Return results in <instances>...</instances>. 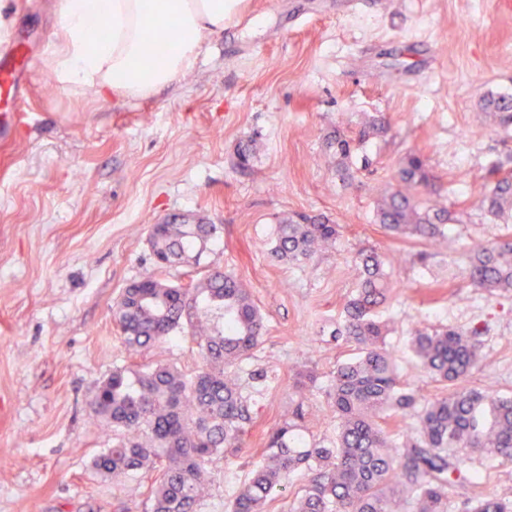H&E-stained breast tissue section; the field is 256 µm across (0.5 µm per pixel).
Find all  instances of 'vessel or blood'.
<instances>
[{
    "instance_id": "1",
    "label": "vessel or blood",
    "mask_w": 512,
    "mask_h": 512,
    "mask_svg": "<svg viewBox=\"0 0 512 512\" xmlns=\"http://www.w3.org/2000/svg\"><path fill=\"white\" fill-rule=\"evenodd\" d=\"M33 59L22 56L20 44L11 37L0 40V134L9 133L14 113L25 102Z\"/></svg>"
}]
</instances>
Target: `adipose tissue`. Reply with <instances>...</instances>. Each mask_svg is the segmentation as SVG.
I'll list each match as a JSON object with an SVG mask.
<instances>
[{
	"instance_id": "ef3b65f1",
	"label": "adipose tissue",
	"mask_w": 512,
	"mask_h": 512,
	"mask_svg": "<svg viewBox=\"0 0 512 512\" xmlns=\"http://www.w3.org/2000/svg\"><path fill=\"white\" fill-rule=\"evenodd\" d=\"M240 0H60V46L46 59L67 92L150 99L195 64L209 35L239 16ZM176 27L174 40L159 36Z\"/></svg>"
}]
</instances>
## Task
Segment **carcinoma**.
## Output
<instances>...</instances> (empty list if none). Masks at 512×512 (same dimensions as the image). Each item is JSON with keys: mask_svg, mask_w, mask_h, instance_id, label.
I'll return each mask as SVG.
<instances>
[{"mask_svg": "<svg viewBox=\"0 0 512 512\" xmlns=\"http://www.w3.org/2000/svg\"><path fill=\"white\" fill-rule=\"evenodd\" d=\"M504 131L512 129V97L489 101ZM397 185L377 205L376 222L389 234L440 241L448 211L425 206L418 188L432 180L425 156L406 154L394 175ZM476 198L495 218L512 212V171L484 184ZM213 224L176 218L153 224L149 243L156 264L172 267L200 255L214 239ZM339 225L302 216L275 229L272 255L302 263L336 239ZM354 265L359 284L346 303L335 336L352 344L358 356L337 366L329 399L336 411V445H309L302 435L303 404L267 435L262 461L252 470L229 512H266L273 492L297 471L306 483L288 512H448V488L460 478V454L479 449L512 460V397H491L467 384L483 361L478 334L455 329L418 332L415 355L437 382L452 385L424 403L403 387L386 349L387 325L376 309L390 288L385 259L360 250ZM472 283L494 294L512 289V242L477 246L468 255ZM126 288L113 310L129 355L173 335L187 322L205 360L188 378L174 367L122 365L103 379L89 402L92 415L120 431L112 447L92 459L99 473L120 481L156 469L149 490L151 512H197L210 483L209 465L241 448L252 422L248 401L234 366L255 349L263 330L260 309L233 274L214 270L183 288L144 274ZM316 384L312 370L299 371L294 387L303 394ZM402 415L415 419L416 437L398 442L379 420ZM470 512H512L511 501L478 499Z\"/></svg>", "mask_w": 512, "mask_h": 512, "instance_id": "carcinoma-1", "label": "carcinoma"}]
</instances>
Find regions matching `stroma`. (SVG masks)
<instances>
[{
	"instance_id": "1",
	"label": "stroma",
	"mask_w": 512,
	"mask_h": 512,
	"mask_svg": "<svg viewBox=\"0 0 512 512\" xmlns=\"http://www.w3.org/2000/svg\"><path fill=\"white\" fill-rule=\"evenodd\" d=\"M54 0H0V36L26 52L57 36ZM239 27L214 34L194 67L152 99L99 101L58 89L38 65L11 141L0 144V512H150V476L123 484L91 467L111 426L88 403L116 366H203L190 330L128 356L112 311L155 259L149 225L175 215L216 225L198 263L162 272L187 286L210 270L237 274L264 315L263 337L235 367L253 421L242 448L211 468L199 512H227L268 432L296 402L307 439L329 444L328 391L355 357L335 341L356 292L354 258L388 256L379 314L400 381L442 390L412 349L415 330L478 331L484 360L471 386L512 397V291L488 295L466 277L473 246L512 239V223L464 198L493 169H512V137L484 109L512 96V0H242ZM360 169L338 176L330 143L371 121ZM255 143L247 164L239 149ZM422 152L433 181L421 199L457 218L439 245L388 235L375 222L399 161ZM300 214L340 227L303 264L273 258L275 224ZM427 252L419 263L418 252ZM317 373L298 397L297 371ZM475 484L455 485L448 512L476 497L512 501V462L462 457Z\"/></svg>"
}]
</instances>
